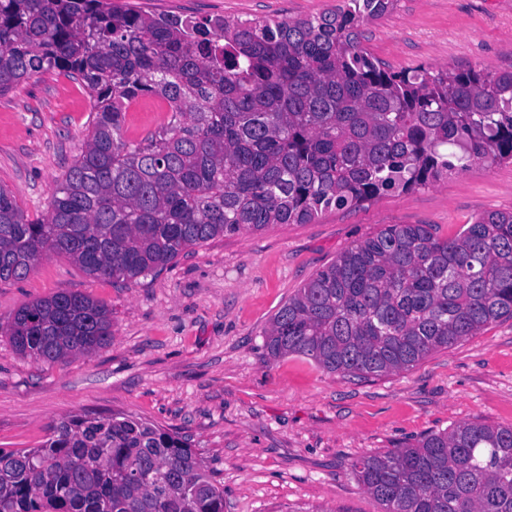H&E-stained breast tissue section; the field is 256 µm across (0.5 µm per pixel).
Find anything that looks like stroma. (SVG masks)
I'll return each mask as SVG.
<instances>
[{
	"instance_id": "1",
	"label": "stroma",
	"mask_w": 512,
	"mask_h": 512,
	"mask_svg": "<svg viewBox=\"0 0 512 512\" xmlns=\"http://www.w3.org/2000/svg\"><path fill=\"white\" fill-rule=\"evenodd\" d=\"M150 13L297 19L337 0H137ZM363 47L392 69L512 70V0H399L363 25ZM140 98L125 136L167 116ZM93 100L62 71L0 95V185L36 219L78 156ZM488 211L512 212V163H474L435 185L327 211L311 224L228 235L126 284L97 279L61 255L21 281L0 282V323L24 305L79 292L105 305L112 341L53 365L0 337V448L37 445L50 423L123 412L189 438L224 512H382L351 470L462 422L512 425V319L389 375L345 377L311 359L269 360L263 333L298 288L341 252L389 224H431L438 236Z\"/></svg>"
}]
</instances>
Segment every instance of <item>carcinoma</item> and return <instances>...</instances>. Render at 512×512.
I'll use <instances>...</instances> for the list:
<instances>
[{
    "label": "carcinoma",
    "mask_w": 512,
    "mask_h": 512,
    "mask_svg": "<svg viewBox=\"0 0 512 512\" xmlns=\"http://www.w3.org/2000/svg\"><path fill=\"white\" fill-rule=\"evenodd\" d=\"M397 2L196 21L118 0H0V93L61 70L95 100L41 218L0 187V281L55 253L128 283L218 237L512 163V71H393L361 47L360 27ZM142 94L170 115L130 143L124 112ZM507 318L512 212L493 211L448 238L431 224L386 225L299 288L264 347L366 378ZM1 334L55 364L109 343L112 320L61 292L19 309ZM353 473L383 512H512V426L461 423L363 456ZM0 512H224V489L187 437L121 412L74 414L35 447L0 448Z\"/></svg>",
    "instance_id": "1"
}]
</instances>
